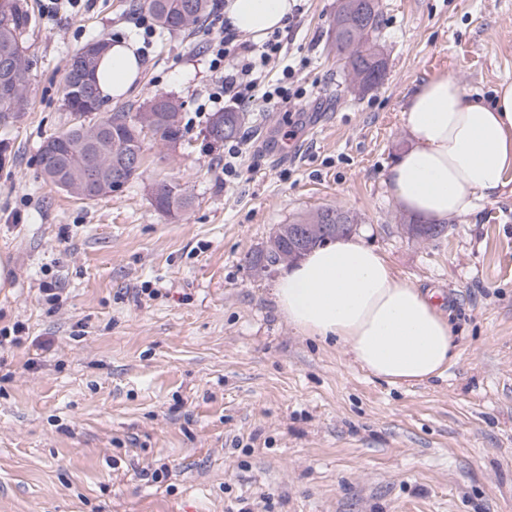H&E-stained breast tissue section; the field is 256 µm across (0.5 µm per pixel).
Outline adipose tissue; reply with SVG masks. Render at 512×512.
Wrapping results in <instances>:
<instances>
[{"mask_svg":"<svg viewBox=\"0 0 512 512\" xmlns=\"http://www.w3.org/2000/svg\"><path fill=\"white\" fill-rule=\"evenodd\" d=\"M295 0H227L231 29L261 38L285 29ZM134 41L119 39L96 71L100 94L119 98L140 77ZM412 144L387 174L390 196L429 222L472 212L512 182V81L491 102L468 99L445 76L417 85L402 110ZM278 310L306 336L333 339L387 383L440 377L454 358L448 318L429 295L399 280L382 254L358 237L318 247L283 272L273 290Z\"/></svg>","mask_w":512,"mask_h":512,"instance_id":"ef3b65f1","label":"adipose tissue"}]
</instances>
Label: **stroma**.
I'll return each instance as SVG.
<instances>
[{"mask_svg":"<svg viewBox=\"0 0 512 512\" xmlns=\"http://www.w3.org/2000/svg\"><path fill=\"white\" fill-rule=\"evenodd\" d=\"M26 36L31 106L0 126V512H512V183L423 241L384 179L417 84L490 100L512 80V0H378L381 85L355 92L331 47L339 0H297L293 113L246 109L237 173L205 140L212 33L156 31L140 79L102 113L166 94L184 137L148 141L142 177L86 201L46 183L39 148L68 125L72 53L140 38L138 0L44 11ZM185 183L173 219L155 179ZM324 206L395 276L441 300L456 338L443 377L391 385L348 349L298 333L275 277L244 261Z\"/></svg>","mask_w":512,"mask_h":512,"instance_id":"obj_1","label":"stroma"}]
</instances>
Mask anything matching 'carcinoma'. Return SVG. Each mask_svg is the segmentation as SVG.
Returning <instances> with one entry per match:
<instances>
[{
	"mask_svg": "<svg viewBox=\"0 0 512 512\" xmlns=\"http://www.w3.org/2000/svg\"><path fill=\"white\" fill-rule=\"evenodd\" d=\"M355 15L343 10L336 12L332 29L336 30V54L344 61L350 82L362 92L378 87L385 75V63L378 59L379 43L376 32L381 19L378 4L373 0H356ZM137 7L148 11L156 26L166 31L191 32L210 14L214 0H139ZM31 25V16L20 0H0V60L10 55L15 58L21 83L18 94L6 97L0 93V124L6 126L17 119L30 105L28 78L31 61L26 54L25 36ZM94 97L90 100L64 92V107L70 113L82 111L89 120L69 125L48 137L45 143L55 142L58 152L49 153L40 148V165L45 178L64 191L69 183L85 176L92 167L101 168L104 178L119 180L127 185L143 174L145 144L149 139L174 147L183 138L180 109L174 98L156 94L137 112L120 107L95 120L91 114L102 107L96 81H91ZM224 124L208 121L206 137L222 143L238 136L245 122L242 112H226ZM138 158L137 165L131 164ZM151 196L156 208L173 215L186 210L192 198L179 181H155ZM294 253L288 236L269 238L258 251L247 253L245 261L254 269L262 260L283 264Z\"/></svg>",
	"mask_w": 512,
	"mask_h": 512,
	"instance_id": "cac0c4a2",
	"label": "carcinoma"
}]
</instances>
